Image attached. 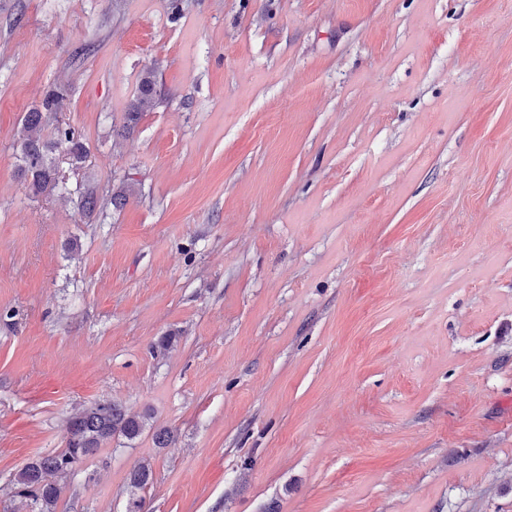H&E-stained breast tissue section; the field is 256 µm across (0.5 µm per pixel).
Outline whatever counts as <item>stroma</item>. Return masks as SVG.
Listing matches in <instances>:
<instances>
[{
	"label": "stroma",
	"instance_id": "1",
	"mask_svg": "<svg viewBox=\"0 0 512 512\" xmlns=\"http://www.w3.org/2000/svg\"><path fill=\"white\" fill-rule=\"evenodd\" d=\"M57 82L90 215L17 175ZM0 309V512L106 399L56 512H512V0H0ZM157 89L153 73L145 71L138 83L137 91L132 99L123 129L131 130L139 122L144 112L153 111L157 105ZM146 415L132 416L112 401L90 406L66 422V448L39 455L9 480L10 492L23 498L31 512H56L63 492L58 479H67L112 437L137 439L146 429ZM153 472L149 463L141 462L134 466L129 476V512H144L145 501L138 491H143L153 480Z\"/></svg>",
	"mask_w": 512,
	"mask_h": 512
}]
</instances>
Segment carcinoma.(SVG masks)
<instances>
[{
	"mask_svg": "<svg viewBox=\"0 0 512 512\" xmlns=\"http://www.w3.org/2000/svg\"><path fill=\"white\" fill-rule=\"evenodd\" d=\"M68 104L67 85L57 83L45 91L37 107L25 114L24 133L16 143L18 175L33 196L51 195L57 191L73 193L80 199L81 207L92 212L98 204L94 192L82 184L69 189L57 163L56 153L61 151L71 169L88 168L86 146L73 128L59 120ZM156 105V82L153 73L147 70L129 105L124 129L134 128L143 113L153 111ZM147 424V416L129 415L121 405L112 401L85 408L66 422V447L39 455L18 470L9 480L10 492L24 499L31 512H56L63 492L59 480L74 475L103 443L115 436L133 441L143 433ZM152 480L153 472L148 463L134 466L129 476L128 512H144L145 501L138 492Z\"/></svg>",
	"mask_w": 512,
	"mask_h": 512,
	"instance_id": "carcinoma-1",
	"label": "carcinoma"
}]
</instances>
